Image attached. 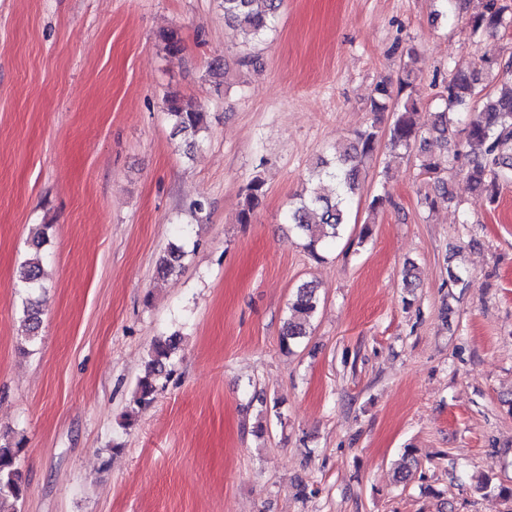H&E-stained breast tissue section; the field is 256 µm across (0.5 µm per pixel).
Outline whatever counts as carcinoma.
Listing matches in <instances>:
<instances>
[{
    "instance_id": "obj_1",
    "label": "carcinoma",
    "mask_w": 512,
    "mask_h": 512,
    "mask_svg": "<svg viewBox=\"0 0 512 512\" xmlns=\"http://www.w3.org/2000/svg\"><path fill=\"white\" fill-rule=\"evenodd\" d=\"M283 0H223L224 20L238 28L245 41L261 40L276 28ZM509 6L498 0H479L468 24L473 34L494 35L506 26ZM164 50L170 55L183 51L182 40L176 30L160 33ZM484 66L498 67V87L493 92L480 88L481 71L458 70L448 79L440 92L442 111L434 114L430 127L419 122L418 99L414 94L413 70L403 68L399 78V91H407L401 98L394 93L393 83L383 78L376 83L370 98V111L390 112L392 121L382 128L373 122L355 132L348 143L336 147L333 159L320 158L313 169L310 187L288 210V223L305 239V248L319 257V246H331L340 238L348 224V207L351 200L362 194L364 166L373 159L381 147L394 153H410L414 146L420 148L421 169L436 179L434 194L423 196V204L434 211L439 203L452 199L448 183L438 179L443 171L454 163L461 164L471 190L493 204L500 185L512 181V62L496 64L491 58L483 59ZM166 115L172 126L190 139H195L205 128V115L195 106L176 95L166 98ZM467 117L463 137L455 141L453 154L445 155L440 149L452 141L451 127L460 116ZM266 195L265 183L252 179L244 188L238 222L251 223L256 210ZM40 235L32 241V252L18 268V281L29 298L24 310V325L29 340L37 336L41 310L39 302L31 298L43 289ZM181 248L173 246L160 259L158 274L168 277L180 267ZM320 305L317 286L304 282L296 288L289 303L281 346L291 344L309 335L311 320ZM180 337H161L152 345L144 375L139 379L132 396V404L138 408L150 405L159 388L166 367L176 357ZM20 443L4 440L0 443V508L11 506V512L24 495V482L19 467ZM404 464L395 474L396 481L405 483L413 476L419 462L410 450L403 453Z\"/></svg>"
}]
</instances>
